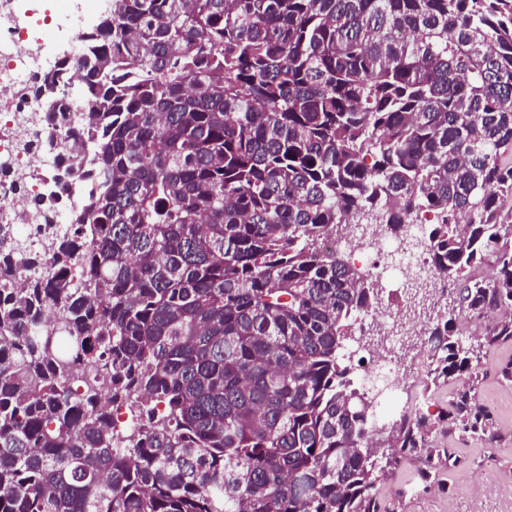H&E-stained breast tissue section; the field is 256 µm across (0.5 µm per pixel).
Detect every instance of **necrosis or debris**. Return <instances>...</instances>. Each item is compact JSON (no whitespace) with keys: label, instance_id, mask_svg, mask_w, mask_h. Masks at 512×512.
I'll return each mask as SVG.
<instances>
[{"label":"necrosis or debris","instance_id":"obj_1","mask_svg":"<svg viewBox=\"0 0 512 512\" xmlns=\"http://www.w3.org/2000/svg\"><path fill=\"white\" fill-rule=\"evenodd\" d=\"M64 8L47 16L37 36L29 34V13L0 15V94L9 112L0 120V224L29 242L43 258L53 250L39 231L42 218L33 200L44 187L34 180L37 172L70 167L74 159L68 142L82 136L79 112L63 131L53 130L49 115L67 107L57 90L45 87L44 77L55 70L60 59L49 50L61 35L80 37L90 29L98 0H64ZM428 227L422 223L404 225L400 236H391L384 225L363 224L346 230L329 241L330 249L349 261L368 265L383 304L361 313L354 334L367 344V357L358 366L356 380L371 403L375 425L383 426L432 408V401L409 394L401 385L403 361L396 352L401 332L389 329L392 311L412 314L415 299L408 292V277H428L431 298L429 314L445 312L450 290L448 281L436 277L430 264ZM395 310H387L385 301Z\"/></svg>","mask_w":512,"mask_h":512}]
</instances>
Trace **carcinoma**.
<instances>
[{
  "label": "carcinoma",
  "instance_id": "carcinoma-1",
  "mask_svg": "<svg viewBox=\"0 0 512 512\" xmlns=\"http://www.w3.org/2000/svg\"><path fill=\"white\" fill-rule=\"evenodd\" d=\"M80 42L45 77L92 157L52 271L15 283L41 257L0 226V512L452 490L455 444L502 439L478 390L512 345V0H109ZM422 220L452 309L494 320L428 321L422 384L452 395L380 451L345 357L373 282L325 242ZM421 466L422 463L418 457H409L399 470L395 471L387 480L381 483L380 493L386 497L390 496L400 484L409 480Z\"/></svg>",
  "mask_w": 512,
  "mask_h": 512
}]
</instances>
